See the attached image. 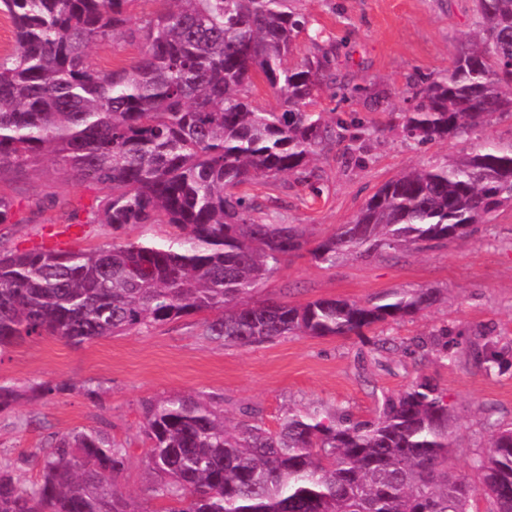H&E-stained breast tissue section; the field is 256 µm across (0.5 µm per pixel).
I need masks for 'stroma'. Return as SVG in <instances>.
<instances>
[{
	"label": "stroma",
	"instance_id": "stroma-1",
	"mask_svg": "<svg viewBox=\"0 0 512 512\" xmlns=\"http://www.w3.org/2000/svg\"><path fill=\"white\" fill-rule=\"evenodd\" d=\"M318 45L300 38L293 62L315 48L334 49L333 82L321 87L311 108L334 112L349 126L351 144H331L315 162L310 184L293 177L250 187L252 216L297 224L318 241L349 223L386 181L419 166L444 163L460 148L512 141V113L495 115L461 140L427 144L404 136L398 114L413 102L421 81L447 70L456 45L474 20L471 0H295ZM0 189L20 204L25 218L11 245L41 244L61 212L53 198L84 211L105 188L63 175L59 163L0 174ZM437 293L425 314L388 321L350 339L282 336L249 346L224 345L201 336L202 317L101 339L80 347L49 336H33L0 353V381L24 388L34 382L101 385V400L78 392L25 399L0 414V461L15 463V475L40 478L28 454L47 436L81 428H105L127 444L125 486L142 512L145 447L141 403L173 392L201 394L221 403L226 416L257 410L266 428L277 429L291 407L323 406L372 418L384 396L404 391L420 375L433 378L452 416L457 448L451 464L471 474L472 461L486 451L499 425L512 423V365L488 375L467 348L487 329L512 362V209L504 208L462 240L422 249L401 247L373 256L347 255L326 266L307 253L290 256L253 293V300L304 304L318 299L365 302L402 289ZM447 328L459 344L454 360L433 352L435 330Z\"/></svg>",
	"mask_w": 512,
	"mask_h": 512
}]
</instances>
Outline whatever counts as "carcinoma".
<instances>
[{
    "instance_id": "1",
    "label": "carcinoma",
    "mask_w": 512,
    "mask_h": 512,
    "mask_svg": "<svg viewBox=\"0 0 512 512\" xmlns=\"http://www.w3.org/2000/svg\"><path fill=\"white\" fill-rule=\"evenodd\" d=\"M137 23L131 0H0L17 48L0 53V173L51 156L74 180L109 189L82 227L112 231L91 249L0 250V353L26 337L74 346L206 313L201 336L253 345L288 334L362 336L428 309L435 291L401 290L364 303L303 305L247 297L293 253L329 267L463 239L512 206V142L462 151L448 164L386 182L355 219L312 242L296 224L255 221L241 187L291 175L307 183L320 147L344 139L341 121L309 109L331 77L330 52L290 66L306 16L292 0H154ZM476 34L448 73L416 89L400 113L404 135L463 137L512 112V0H472ZM142 43L131 68L102 70L93 45ZM278 98L268 110L255 80ZM27 223L0 193V240ZM141 224L179 230L165 244L120 239ZM470 356L487 374L503 353L479 332ZM89 385L37 382L35 396ZM147 477L160 512H512V427L474 463L451 466L448 404L424 376L383 398L372 420L338 409L289 408L278 429L254 411L229 424L200 396L142 404ZM130 449L102 428L51 436L36 454L40 480L0 463V512H141L123 483Z\"/></svg>"
}]
</instances>
